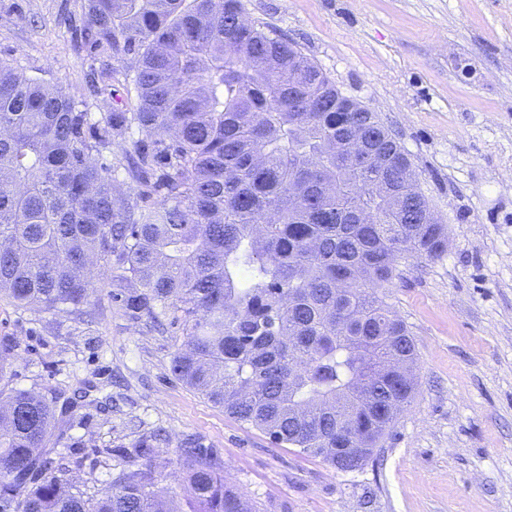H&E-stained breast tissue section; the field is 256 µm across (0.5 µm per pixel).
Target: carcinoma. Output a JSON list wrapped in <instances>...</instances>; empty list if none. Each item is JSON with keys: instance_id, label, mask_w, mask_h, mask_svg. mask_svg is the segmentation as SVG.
Masks as SVG:
<instances>
[{"instance_id": "carcinoma-1", "label": "carcinoma", "mask_w": 512, "mask_h": 512, "mask_svg": "<svg viewBox=\"0 0 512 512\" xmlns=\"http://www.w3.org/2000/svg\"><path fill=\"white\" fill-rule=\"evenodd\" d=\"M75 47L124 71L131 106L88 112L0 62V296L76 313L87 259L130 284L134 318L175 314L171 370L235 419L346 471L409 402L415 345L377 296L399 257L436 259L445 225L422 207L411 163L375 114L344 111L298 45L251 23L241 0H86ZM353 125L401 162L339 161ZM122 143L137 201L122 191ZM51 403L0 389V512H178L155 490L153 439L89 499L49 467ZM189 512H254L208 451L183 449Z\"/></svg>"}]
</instances>
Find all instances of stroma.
I'll return each mask as SVG.
<instances>
[{
    "instance_id": "1",
    "label": "stroma",
    "mask_w": 512,
    "mask_h": 512,
    "mask_svg": "<svg viewBox=\"0 0 512 512\" xmlns=\"http://www.w3.org/2000/svg\"><path fill=\"white\" fill-rule=\"evenodd\" d=\"M397 137L441 257H404L379 289L416 344L415 395L373 459L341 472L273 443L171 371L184 338L129 316L111 267L74 314L0 298V386L64 404L51 469L98 498L154 431L157 489L185 495L183 444L209 448L256 512H512V0H242ZM76 0H0V61L97 111Z\"/></svg>"
}]
</instances>
